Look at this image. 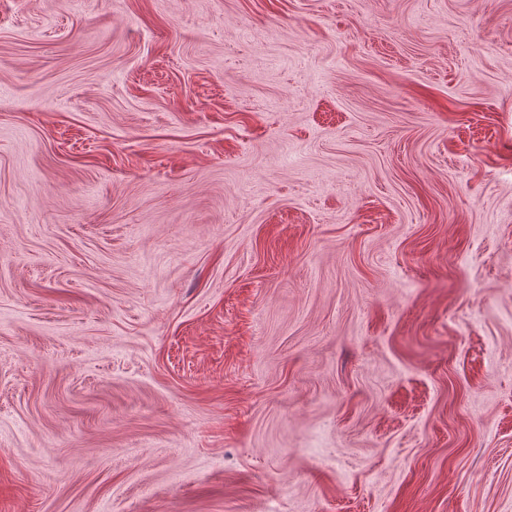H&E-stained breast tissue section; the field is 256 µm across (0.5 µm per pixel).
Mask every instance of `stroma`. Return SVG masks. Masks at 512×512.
<instances>
[{
  "label": "stroma",
  "mask_w": 512,
  "mask_h": 512,
  "mask_svg": "<svg viewBox=\"0 0 512 512\" xmlns=\"http://www.w3.org/2000/svg\"><path fill=\"white\" fill-rule=\"evenodd\" d=\"M0 512H512V0H0Z\"/></svg>",
  "instance_id": "stroma-1"
}]
</instances>
